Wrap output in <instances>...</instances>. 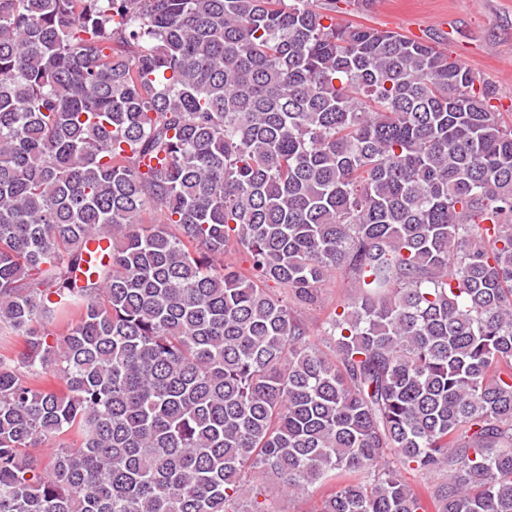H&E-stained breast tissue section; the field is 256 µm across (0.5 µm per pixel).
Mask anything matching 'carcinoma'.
Here are the masks:
<instances>
[{
	"mask_svg": "<svg viewBox=\"0 0 512 512\" xmlns=\"http://www.w3.org/2000/svg\"><path fill=\"white\" fill-rule=\"evenodd\" d=\"M495 100L309 0H0V512H273L231 508L254 468L335 481L319 512H512ZM336 272L330 357L291 303Z\"/></svg>",
	"mask_w": 512,
	"mask_h": 512,
	"instance_id": "cac0c4a2",
	"label": "carcinoma"
}]
</instances>
